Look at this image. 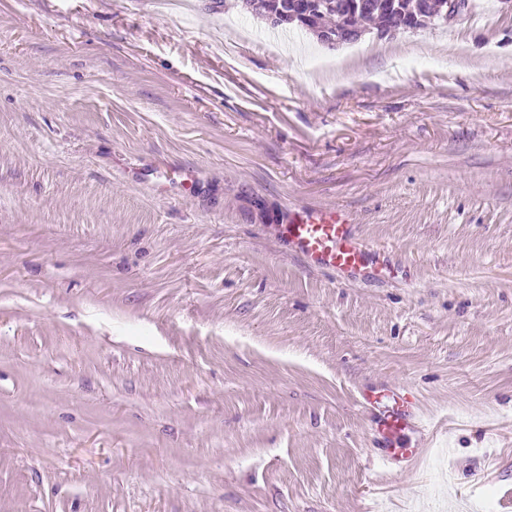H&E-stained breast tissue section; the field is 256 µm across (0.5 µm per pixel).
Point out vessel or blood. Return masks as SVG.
<instances>
[{"label":"vessel or blood","instance_id":"1","mask_svg":"<svg viewBox=\"0 0 512 512\" xmlns=\"http://www.w3.org/2000/svg\"><path fill=\"white\" fill-rule=\"evenodd\" d=\"M156 188L164 194L194 195L204 185L196 175L178 181L153 169ZM286 245L312 267L346 276L379 274L388 266L378 247L360 239L348 214L340 209L302 208L288 211L280 226ZM358 404L370 414L369 436L384 467L391 472L409 468L430 445L432 424L411 394L400 387L361 392Z\"/></svg>","mask_w":512,"mask_h":512}]
</instances>
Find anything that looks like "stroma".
<instances>
[{"instance_id":"obj_1","label":"stroma","mask_w":512,"mask_h":512,"mask_svg":"<svg viewBox=\"0 0 512 512\" xmlns=\"http://www.w3.org/2000/svg\"><path fill=\"white\" fill-rule=\"evenodd\" d=\"M234 2L0 0V512H512V6L272 50ZM318 207L402 273L308 268ZM399 385L449 424L385 474ZM135 179L141 180L145 176L153 175L156 179L155 186L163 194L175 193L178 196L195 195L203 190L204 185L195 173H191L187 179L177 182L167 172H162L160 167L154 168L150 174H144L138 168H132Z\"/></svg>"}]
</instances>
